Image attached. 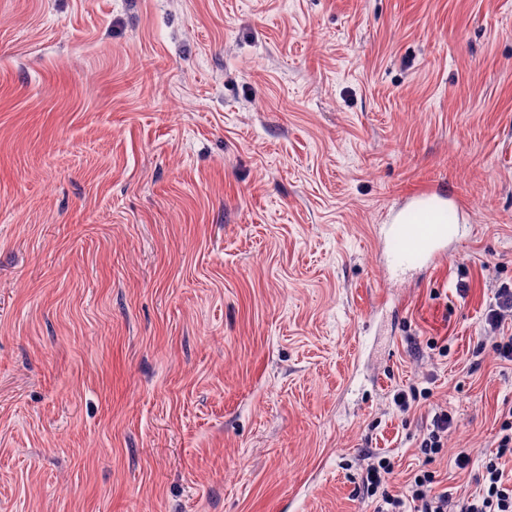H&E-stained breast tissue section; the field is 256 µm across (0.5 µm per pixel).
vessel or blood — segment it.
<instances>
[{"mask_svg": "<svg viewBox=\"0 0 512 512\" xmlns=\"http://www.w3.org/2000/svg\"><path fill=\"white\" fill-rule=\"evenodd\" d=\"M380 242L396 238L406 241V249L391 252L389 262L397 270L414 265L431 267L447 253L449 239L462 235V227L453 224H380L376 227Z\"/></svg>", "mask_w": 512, "mask_h": 512, "instance_id": "1", "label": "vessel or blood"}]
</instances>
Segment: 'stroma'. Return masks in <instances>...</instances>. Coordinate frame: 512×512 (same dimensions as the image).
Instances as JSON below:
<instances>
[{
	"instance_id": "1",
	"label": "stroma",
	"mask_w": 512,
	"mask_h": 512,
	"mask_svg": "<svg viewBox=\"0 0 512 512\" xmlns=\"http://www.w3.org/2000/svg\"><path fill=\"white\" fill-rule=\"evenodd\" d=\"M434 191L477 232L396 272ZM510 281L512 0H0V512L478 494ZM498 302L495 308L488 310L485 316V322L492 334L500 331L503 326L506 314L512 315V285L502 283L498 288ZM453 425V417L448 415L447 411L435 414L430 427L426 425L422 440L420 441V452L424 455V461L435 460L436 455L440 454L444 448L445 440L448 438V430Z\"/></svg>"
}]
</instances>
